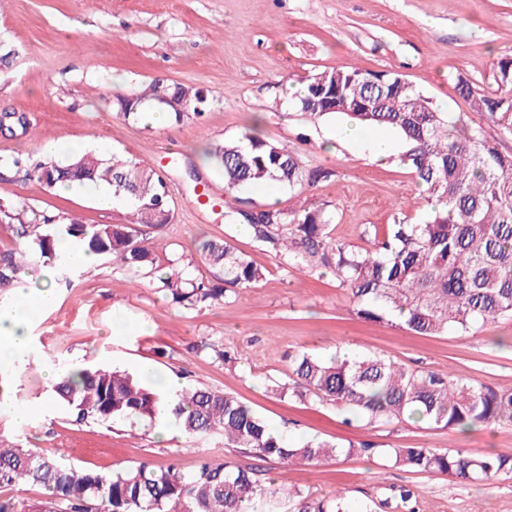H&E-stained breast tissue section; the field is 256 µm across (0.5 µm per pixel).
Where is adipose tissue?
<instances>
[{
	"label": "adipose tissue",
	"instance_id": "obj_1",
	"mask_svg": "<svg viewBox=\"0 0 512 512\" xmlns=\"http://www.w3.org/2000/svg\"><path fill=\"white\" fill-rule=\"evenodd\" d=\"M56 300L50 286H42L37 295L0 294V357L13 362H22L31 339L26 330V321L39 309L52 306Z\"/></svg>",
	"mask_w": 512,
	"mask_h": 512
}]
</instances>
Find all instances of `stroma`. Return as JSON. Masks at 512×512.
Returning a JSON list of instances; mask_svg holds the SVG:
<instances>
[{
    "label": "stroma",
    "mask_w": 512,
    "mask_h": 512,
    "mask_svg": "<svg viewBox=\"0 0 512 512\" xmlns=\"http://www.w3.org/2000/svg\"><path fill=\"white\" fill-rule=\"evenodd\" d=\"M0 116L18 113L26 128L0 132V163L62 137L103 157L120 154L152 167L166 184L174 219L162 236L156 265L179 260L193 277L214 269L197 247L225 241L265 271L250 288L223 302L187 309L173 303L157 277L97 257L61 284L57 266L23 269L21 289L50 272L56 302L39 311L29 331L32 348L12 365L0 435L37 453L111 476L140 463L197 469L207 460L257 468L267 480L315 497L345 491L356 502L382 501L399 487L413 490L418 512H512V479L464 482L390 466L384 449H512V424L451 432L423 421L389 425L346 422L335 405L278 393L300 354L330 359L345 346L408 368L456 375L499 390L512 388V318L466 334L417 336L359 318L350 292L327 270L297 272L275 252L224 221V178L205 163V146L254 128L263 139L297 152L306 168L330 167L336 177L312 187L237 190L263 205L276 193L291 210L325 205L334 215L332 237L364 249L365 228L401 219L421 222L429 206L399 157L406 144L391 136L387 163L369 159L377 130L352 143L323 146L339 126L332 118L309 125L289 106L285 89L297 77L326 69L391 71L467 126H482L512 153V134L472 112L454 89L457 76L486 92L496 88L499 59L512 54V0H0ZM199 90L200 116L154 128L118 115L117 96L134 95L153 81ZM0 199L22 200L60 223L121 224L124 209H99L77 189L61 193L24 174L0 182ZM57 370L107 364L134 375L150 371L237 396L291 440L316 439L365 452L317 466L283 468L238 448L223 435L191 438L176 424L161 437L157 421H75L52 396L43 362ZM31 411L27 425L13 412Z\"/></svg>",
    "instance_id": "obj_1"
}]
</instances>
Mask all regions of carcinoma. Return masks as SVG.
Instances as JSON below:
<instances>
[{"label": "carcinoma", "mask_w": 512, "mask_h": 512, "mask_svg": "<svg viewBox=\"0 0 512 512\" xmlns=\"http://www.w3.org/2000/svg\"><path fill=\"white\" fill-rule=\"evenodd\" d=\"M496 83V91L485 93L459 76L455 88L473 111L512 133V58L498 62ZM301 89L296 105L313 124L341 114L361 126L396 132L407 145L400 162L432 208L418 224L397 220L373 227L371 248L354 249L329 235L333 215L322 207L288 211L262 205L259 223L251 225L256 241L284 256L289 268L331 271L366 321L394 320L412 333L439 336L512 318V154L502 152L480 127H457L396 72L324 70ZM174 92L200 97L190 86L155 82L147 96L117 97V113L135 119L143 101L158 102ZM206 157L229 191L270 182L292 189L336 176L330 168H305L295 152L251 130L209 148ZM12 166L51 188L60 182L107 184L129 212L122 224H83L76 218L53 224L21 202L0 204V225L30 241L24 252L0 251L1 291L13 287L24 267L56 262L71 268L57 248L62 240L130 268L153 264L157 241L145 242L143 229L158 232L172 220L165 181L154 169L92 152L57 164L42 158L40 149ZM236 202L224 201L229 224L246 222ZM199 252L206 264L222 270L217 282L196 279L177 266L160 278L162 289L185 308L220 303L228 289L249 288L265 277L247 254L226 242L205 241ZM288 379L280 390L330 401L369 424L407 418L464 431L512 423L511 389H494L449 370H410L376 355L324 361L302 354L291 362ZM55 394L80 422L151 419L164 400L157 388L104 368L66 371ZM175 398L172 415L184 433L220 432L225 447L262 459L312 466L354 451L317 440L289 442L227 393L185 387ZM385 456L393 467L468 482L512 478V450L481 454L407 447L388 448ZM28 484L44 488L48 497L28 503L0 496V512H372L370 504H355L340 492L314 498L283 482L265 487L259 472L228 461L205 462L193 474L143 462L105 476L0 440V492Z\"/></svg>", "instance_id": "1"}]
</instances>
